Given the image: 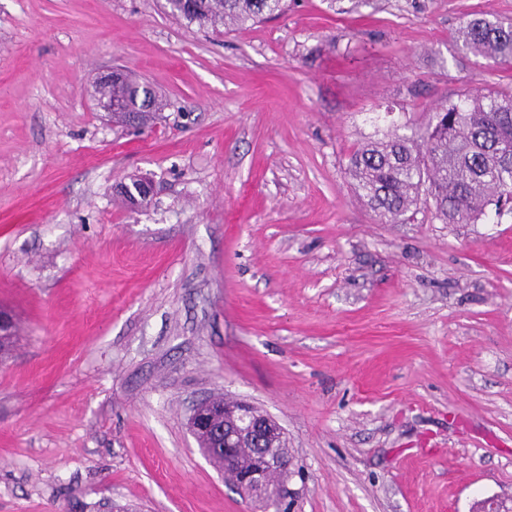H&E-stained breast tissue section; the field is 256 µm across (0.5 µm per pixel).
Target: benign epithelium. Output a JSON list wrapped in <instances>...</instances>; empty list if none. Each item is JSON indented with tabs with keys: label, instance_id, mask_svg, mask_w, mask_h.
Returning <instances> with one entry per match:
<instances>
[{
	"label": "benign epithelium",
	"instance_id": "7a95c632",
	"mask_svg": "<svg viewBox=\"0 0 512 512\" xmlns=\"http://www.w3.org/2000/svg\"><path fill=\"white\" fill-rule=\"evenodd\" d=\"M130 204L149 199L152 188L146 181L135 189L121 187ZM192 433L208 439L210 453L224 455V474L241 495L267 500L270 475L288 472L291 461L278 448L284 441L281 426L273 418L241 399L210 400L197 405L189 419Z\"/></svg>",
	"mask_w": 512,
	"mask_h": 512
}]
</instances>
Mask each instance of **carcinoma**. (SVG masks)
I'll use <instances>...</instances> for the list:
<instances>
[{
    "label": "carcinoma",
    "instance_id": "carcinoma-1",
    "mask_svg": "<svg viewBox=\"0 0 512 512\" xmlns=\"http://www.w3.org/2000/svg\"><path fill=\"white\" fill-rule=\"evenodd\" d=\"M170 12L202 28H242L282 13L286 0H167ZM464 49L512 63V22L483 15L458 30ZM115 101L113 118L137 112L146 124L164 103L146 83L122 73L101 103ZM352 176L360 196L389 223L420 203L433 202L444 224H471L502 213L512 203V92L469 93L463 103L435 112L433 122L412 135L393 131L361 145L352 156Z\"/></svg>",
    "mask_w": 512,
    "mask_h": 512
}]
</instances>
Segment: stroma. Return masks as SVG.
<instances>
[{"label":"stroma","instance_id":"1","mask_svg":"<svg viewBox=\"0 0 512 512\" xmlns=\"http://www.w3.org/2000/svg\"><path fill=\"white\" fill-rule=\"evenodd\" d=\"M287 3L212 31L166 0H0V512H264L188 429L214 395L282 427L288 512L512 500V213L383 224L348 173L512 89L456 39L512 0ZM113 69L161 120L110 121Z\"/></svg>","mask_w":512,"mask_h":512}]
</instances>
